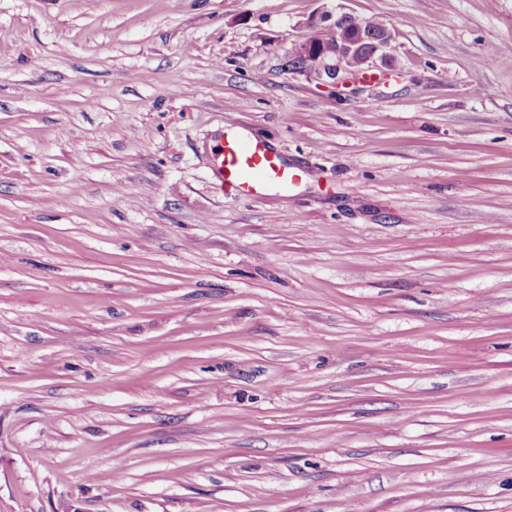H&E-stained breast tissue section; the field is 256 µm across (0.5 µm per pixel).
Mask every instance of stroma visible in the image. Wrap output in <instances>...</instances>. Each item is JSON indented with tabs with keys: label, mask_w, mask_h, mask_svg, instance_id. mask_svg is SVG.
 Segmentation results:
<instances>
[{
	"label": "stroma",
	"mask_w": 512,
	"mask_h": 512,
	"mask_svg": "<svg viewBox=\"0 0 512 512\" xmlns=\"http://www.w3.org/2000/svg\"><path fill=\"white\" fill-rule=\"evenodd\" d=\"M383 20L337 100L306 21ZM512 0H0V512H512ZM233 115L319 172L221 190Z\"/></svg>",
	"instance_id": "obj_1"
}]
</instances>
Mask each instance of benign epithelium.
Instances as JSON below:
<instances>
[{"label": "benign epithelium", "mask_w": 512, "mask_h": 512, "mask_svg": "<svg viewBox=\"0 0 512 512\" xmlns=\"http://www.w3.org/2000/svg\"><path fill=\"white\" fill-rule=\"evenodd\" d=\"M352 14L333 15L324 11L310 25L323 27L328 33L293 44L292 55L301 59L298 67L317 81L339 90L356 85L355 75L367 70L396 76L399 67L389 54L395 33L389 27L378 31L367 23H351Z\"/></svg>", "instance_id": "7a95c632"}]
</instances>
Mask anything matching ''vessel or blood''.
<instances>
[{"label":"vessel or blood","mask_w":512,"mask_h":512,"mask_svg":"<svg viewBox=\"0 0 512 512\" xmlns=\"http://www.w3.org/2000/svg\"><path fill=\"white\" fill-rule=\"evenodd\" d=\"M212 172L221 184L244 194L259 196L272 188L288 189L300 179L318 180L310 169L288 166L282 155L268 143L240 138L225 139L216 134L211 152Z\"/></svg>","instance_id":"vessel-or-blood-1"}]
</instances>
